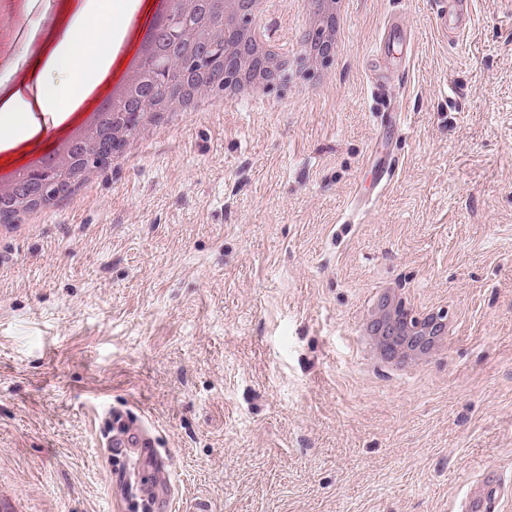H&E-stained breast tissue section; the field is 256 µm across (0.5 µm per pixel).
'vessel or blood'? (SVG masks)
<instances>
[{"mask_svg": "<svg viewBox=\"0 0 512 512\" xmlns=\"http://www.w3.org/2000/svg\"><path fill=\"white\" fill-rule=\"evenodd\" d=\"M465 2L435 0L436 28L441 34L465 30ZM373 161L378 173L374 188L379 191L393 176L398 161L387 153L374 156ZM104 432L105 446L122 487L113 505L115 512H172L173 496L169 485H161L152 496L143 492L146 476L158 473L165 467V461L157 453L146 423L114 410L105 419ZM499 490V485L488 478L470 485L462 497L458 512H491Z\"/></svg>", "mask_w": 512, "mask_h": 512, "instance_id": "1", "label": "vessel or blood"}]
</instances>
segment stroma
<instances>
[{"instance_id": "35a3bbf8", "label": "stroma", "mask_w": 512, "mask_h": 512, "mask_svg": "<svg viewBox=\"0 0 512 512\" xmlns=\"http://www.w3.org/2000/svg\"><path fill=\"white\" fill-rule=\"evenodd\" d=\"M435 11L349 0L308 97L186 115L0 239V486L27 512H113L111 406L166 450L177 512H455L482 472L512 479V0H469L460 43ZM393 17L413 60L390 43L380 95ZM389 281L458 321L407 376L354 335ZM374 167L377 168V180L374 185V199H376L381 192L383 186L391 179L396 168L398 167L399 159H396L388 153H382L373 156Z\"/></svg>"}]
</instances>
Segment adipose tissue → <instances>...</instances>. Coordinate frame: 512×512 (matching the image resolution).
I'll use <instances>...</instances> for the list:
<instances>
[{
	"mask_svg": "<svg viewBox=\"0 0 512 512\" xmlns=\"http://www.w3.org/2000/svg\"><path fill=\"white\" fill-rule=\"evenodd\" d=\"M90 15L103 22V30L89 32L81 40H66L55 45L43 71L27 72L25 80L18 82L14 95L0 106V150L34 137L41 129L40 115L51 116L57 124L66 120L90 87L105 74L110 59L104 49L119 33L112 25V0H84L73 21L81 23ZM51 71L71 73L69 84L59 90L53 88L47 81ZM18 112L24 117V129L20 132L10 123Z\"/></svg>",
	"mask_w": 512,
	"mask_h": 512,
	"instance_id": "ef3b65f1",
	"label": "adipose tissue"
}]
</instances>
